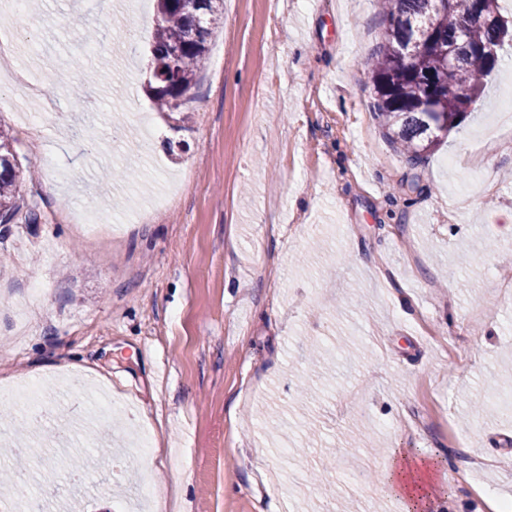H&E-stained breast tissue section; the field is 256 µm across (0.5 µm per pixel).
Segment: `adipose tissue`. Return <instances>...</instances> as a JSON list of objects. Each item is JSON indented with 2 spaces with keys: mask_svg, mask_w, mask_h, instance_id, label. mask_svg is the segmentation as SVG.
Listing matches in <instances>:
<instances>
[{
  "mask_svg": "<svg viewBox=\"0 0 512 512\" xmlns=\"http://www.w3.org/2000/svg\"><path fill=\"white\" fill-rule=\"evenodd\" d=\"M382 491L400 500L403 512H428L445 495L434 465L408 448L395 449L383 466Z\"/></svg>",
  "mask_w": 512,
  "mask_h": 512,
  "instance_id": "adipose-tissue-1",
  "label": "adipose tissue"
}]
</instances>
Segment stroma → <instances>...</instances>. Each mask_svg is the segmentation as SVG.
I'll return each instance as SVG.
<instances>
[{
	"label": "stroma",
	"mask_w": 512,
	"mask_h": 512,
	"mask_svg": "<svg viewBox=\"0 0 512 512\" xmlns=\"http://www.w3.org/2000/svg\"><path fill=\"white\" fill-rule=\"evenodd\" d=\"M125 2L39 0L33 28L0 10V123L39 171L23 187L37 223L0 224V498L401 512L358 480L397 446L490 457L436 512H486L487 487L512 497V231L495 220L512 211L497 109L512 45L483 106L414 167L361 64L381 40L377 0H224L187 122L145 92L154 0L134 22ZM34 381L64 428L29 423ZM122 444L99 474L101 448Z\"/></svg>",
	"instance_id": "obj_1"
}]
</instances>
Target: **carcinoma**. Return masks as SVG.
<instances>
[{
	"label": "carcinoma",
	"mask_w": 512,
	"mask_h": 512,
	"mask_svg": "<svg viewBox=\"0 0 512 512\" xmlns=\"http://www.w3.org/2000/svg\"><path fill=\"white\" fill-rule=\"evenodd\" d=\"M384 32L363 66L378 113L391 139L414 166L436 146L438 133L457 127L481 97L484 79L512 37L499 0H383ZM157 23L150 52L154 84L147 89L156 108L176 109L196 85L208 40L224 22V0H156ZM421 41L411 61L403 50ZM179 50L173 64L170 51ZM31 170L17 162L9 131L0 126V223L21 211L22 188Z\"/></svg>",
	"instance_id": "cac0c4a2"
}]
</instances>
